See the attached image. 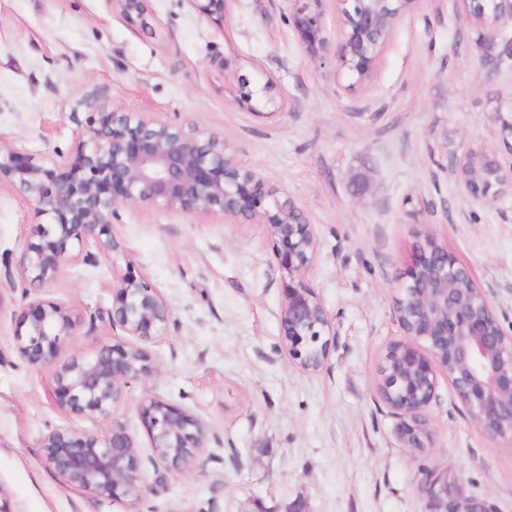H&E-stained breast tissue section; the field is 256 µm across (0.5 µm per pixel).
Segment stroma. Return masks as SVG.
<instances>
[{
    "mask_svg": "<svg viewBox=\"0 0 512 512\" xmlns=\"http://www.w3.org/2000/svg\"><path fill=\"white\" fill-rule=\"evenodd\" d=\"M149 28L111 0H0V137L27 153L74 157L73 132L97 112H143L223 142L236 164L279 189L312 224L306 282L332 320L322 370L302 371L281 339L288 275L258 224L121 205L120 243L68 266L48 287L0 289V495L14 512H428L424 469L464 496L512 512V445L486 436L438 372L423 451L404 448L376 395L401 337L395 311L407 260L427 237L468 267L512 332V191L478 202L455 166L470 146L502 149L512 120V57L484 63L460 0H419L355 91L337 77L342 21L325 0L323 62L303 50L286 0H227L223 24L189 0H148ZM226 68H219V61ZM274 85L271 114L237 102L238 81ZM41 218L0 187V265L17 264ZM146 278L172 311L150 347L155 375L130 385L112 421L134 437L153 490L136 505L66 486L42 462L43 436L107 424L62 411L53 371L17 353L23 308H74L60 362L112 342L89 316L112 306V280ZM207 427L195 468L157 480L138 403L144 391Z\"/></svg>",
    "mask_w": 512,
    "mask_h": 512,
    "instance_id": "1",
    "label": "stroma"
}]
</instances>
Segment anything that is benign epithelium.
<instances>
[{"mask_svg":"<svg viewBox=\"0 0 512 512\" xmlns=\"http://www.w3.org/2000/svg\"><path fill=\"white\" fill-rule=\"evenodd\" d=\"M201 14L224 21L225 0H189ZM324 0H289L288 23L308 56L327 51ZM419 0H336L344 20L338 49L344 89L356 90L374 70L396 22ZM465 15L480 5L491 19L482 26L490 44L497 29L512 23V0H463ZM127 23L146 28V0H112ZM75 158H37L0 139V185L18 190L45 218L39 243H29L17 266L0 268V285L45 287L66 266L109 256L117 247L112 216L119 204L162 205L183 214H208L226 224L264 225L273 245L283 249L288 284L280 309L282 341L289 356L310 373L329 357L331 319L305 282L316 251V236L301 211L256 172L240 169L214 137L202 139L141 112H103L75 131ZM458 179L476 201H488L512 187V165L483 149L479 162L465 149L456 163ZM407 283L396 308L403 338L391 343L380 367L379 399L399 418L397 435L416 451L429 437L428 408L435 398L437 370L448 373L457 397L489 437L512 444V335L499 323L486 294L447 249L429 237L412 253ZM112 309L100 321L130 342L100 343L92 352L56 365L64 343L74 336V309L38 303L22 315L16 330L18 354L36 367L56 366V398L68 412L107 421L126 399L127 388L154 375L147 348L162 337L171 309L144 280L124 278L112 286ZM154 451V470L192 469L206 439L193 415L147 392L138 406ZM42 461L66 485L90 495L133 503L151 491L136 441L114 423L102 435L56 428L42 439ZM420 492L429 512H488L460 491L448 490V470L423 473Z\"/></svg>","mask_w":512,"mask_h":512,"instance_id":"7a95c632","label":"benign epithelium"}]
</instances>
